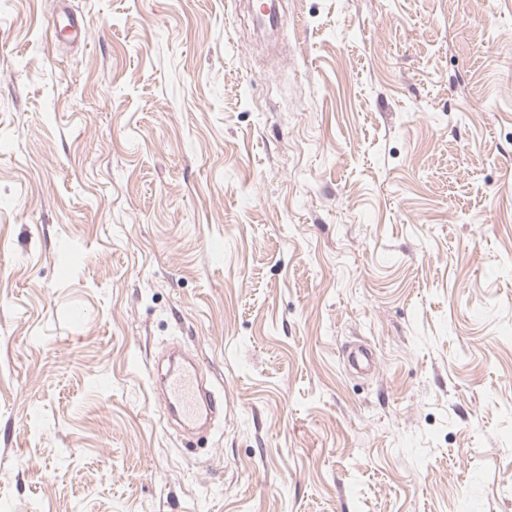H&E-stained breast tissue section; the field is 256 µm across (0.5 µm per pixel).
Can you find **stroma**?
<instances>
[{
	"label": "stroma",
	"mask_w": 512,
	"mask_h": 512,
	"mask_svg": "<svg viewBox=\"0 0 512 512\" xmlns=\"http://www.w3.org/2000/svg\"><path fill=\"white\" fill-rule=\"evenodd\" d=\"M227 2L0 9V512H512V0ZM67 0H58L59 3V9L58 14L56 17H53L52 19V28L51 31L53 33H57V28L59 25V21H62L63 19L66 20V24L64 27L68 28L69 31V39L71 41H82L84 42L87 37V26L84 24L83 21L78 20L77 18H74L66 11L65 2ZM162 413L185 429H194L205 418L217 413L216 398L206 389L198 368L192 362L170 364L159 379Z\"/></svg>",
	"instance_id": "35a3bbf8"
}]
</instances>
